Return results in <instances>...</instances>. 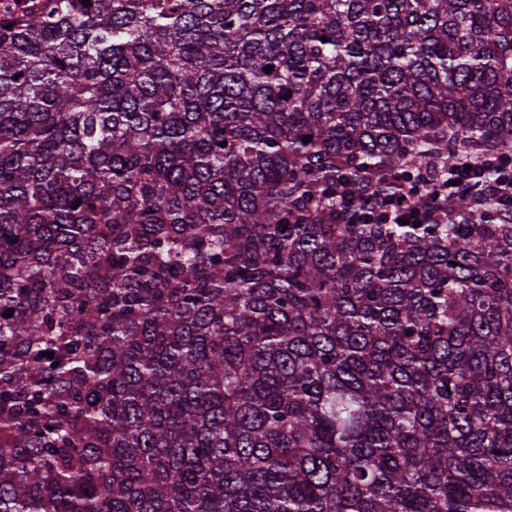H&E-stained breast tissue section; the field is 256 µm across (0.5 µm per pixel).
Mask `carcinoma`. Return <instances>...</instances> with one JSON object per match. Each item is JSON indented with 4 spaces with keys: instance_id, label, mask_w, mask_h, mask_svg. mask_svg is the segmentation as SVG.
<instances>
[{
    "instance_id": "1",
    "label": "carcinoma",
    "mask_w": 512,
    "mask_h": 512,
    "mask_svg": "<svg viewBox=\"0 0 512 512\" xmlns=\"http://www.w3.org/2000/svg\"><path fill=\"white\" fill-rule=\"evenodd\" d=\"M509 152L512 0L4 6L0 512H512ZM502 169L483 185L484 194L492 196L503 215L512 218V160L511 154L502 156ZM467 165H471V170L466 171L465 167ZM451 177H448V181H451V183H461L458 186L450 185L448 184V193H441L442 190L440 188H436V191L434 192V195L436 196L435 199H440L442 195H446V199L448 201V206H451L454 202V199L456 197V191H454L455 187L465 188L466 184L471 182L472 179L476 178L475 175V169L474 164L471 162H459L456 164L454 171L450 174ZM410 187L406 182H399L397 187V195L393 198L394 202H387L380 198H370L365 205V213L371 214L373 210H380L386 206L394 205L399 207L396 212L397 222H400L401 218L407 220H414L421 216L422 212L418 209L419 206L415 202V197L411 192Z\"/></svg>"
}]
</instances>
